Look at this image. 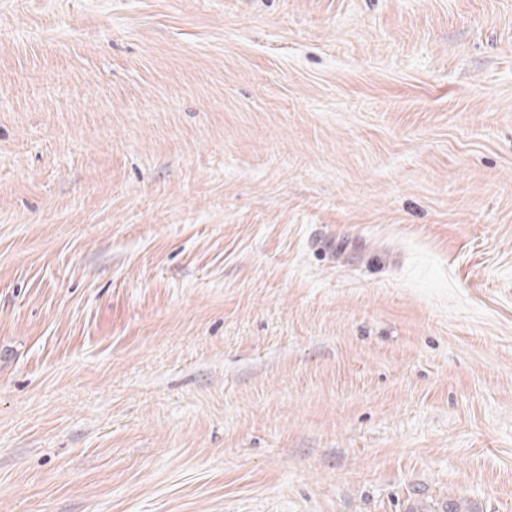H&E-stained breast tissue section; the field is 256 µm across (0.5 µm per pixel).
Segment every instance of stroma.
<instances>
[{
    "label": "stroma",
    "mask_w": 512,
    "mask_h": 512,
    "mask_svg": "<svg viewBox=\"0 0 512 512\" xmlns=\"http://www.w3.org/2000/svg\"><path fill=\"white\" fill-rule=\"evenodd\" d=\"M512 512V0H0V512Z\"/></svg>",
    "instance_id": "1"
}]
</instances>
